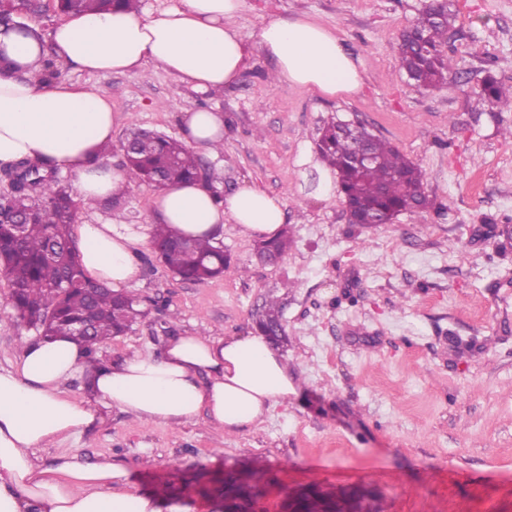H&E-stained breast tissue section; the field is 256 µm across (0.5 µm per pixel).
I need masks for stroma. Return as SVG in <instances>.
Returning <instances> with one entry per match:
<instances>
[{"mask_svg":"<svg viewBox=\"0 0 512 512\" xmlns=\"http://www.w3.org/2000/svg\"><path fill=\"white\" fill-rule=\"evenodd\" d=\"M425 0H242L235 19L254 38L261 19L305 15L336 30L366 72L355 97L327 98L274 78L254 50L237 83L218 94L160 65L90 73L58 64L59 80L111 96L124 119L108 161L142 127L180 138L186 111L219 108L224 143L197 152L221 195L249 180L285 203L293 244L261 261L258 235L225 221L230 266L193 282L140 247L131 330L100 346L109 363L160 355L174 336L254 331L266 299L283 307L279 345L298 393L258 426L145 423L119 409L93 427L36 448L46 467L65 456L123 463L144 493L172 475H263L258 512L317 488L359 512H512V112L478 102L486 75L512 85V0H448L449 87L422 89L400 67L398 38ZM360 121L418 164L433 204L391 223H349L335 171L316 147L329 121ZM158 188L134 183L118 206L80 207L77 224L155 223ZM0 276V370L16 367L27 337Z\"/></svg>","mask_w":512,"mask_h":512,"instance_id":"obj_1","label":"stroma"}]
</instances>
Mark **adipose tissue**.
<instances>
[{"label":"adipose tissue","mask_w":512,"mask_h":512,"mask_svg":"<svg viewBox=\"0 0 512 512\" xmlns=\"http://www.w3.org/2000/svg\"><path fill=\"white\" fill-rule=\"evenodd\" d=\"M241 6L242 0H181L156 17L141 10L86 14L56 25L50 42L60 61L88 72L125 73L155 62L206 90L236 83L258 48L273 59L279 81L327 96L361 92V63L336 32L304 17L272 18L260 22L250 41L233 24ZM44 44L0 27V53L16 63L13 74L0 77V164L46 160L70 172L85 202L124 193L125 172L101 157L120 113L92 89L39 82ZM181 131L193 147L214 152L224 140V114L183 113ZM155 208L159 223L213 240L228 219L264 238L284 220L281 198L249 182L221 199L196 182L171 184ZM147 239L145 228L131 224L82 225L85 275L115 290L138 284L136 251ZM85 371L94 398L80 403L63 386ZM295 393L276 349L254 333L179 336L160 356L133 354L93 371L75 340L23 339L16 368L0 371V512H187L181 502L139 493L120 462L72 456L44 467L31 451L91 427L103 408L164 425L202 414L234 431L263 422Z\"/></svg>","instance_id":"1"}]
</instances>
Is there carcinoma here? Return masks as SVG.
I'll use <instances>...</instances> for the list:
<instances>
[{"label":"carcinoma","mask_w":512,"mask_h":512,"mask_svg":"<svg viewBox=\"0 0 512 512\" xmlns=\"http://www.w3.org/2000/svg\"><path fill=\"white\" fill-rule=\"evenodd\" d=\"M139 0H57L60 15L98 14L116 6L137 8ZM38 12L36 0H0V18L26 23ZM453 15L442 2L426 4L399 39V60L405 74L423 87L448 84L445 58L448 30ZM482 103L501 112H512V87L503 86L494 76L483 79ZM150 137L149 146L123 153L122 167L132 182L166 186L184 180L196 182L201 164L181 142L144 129L132 131L128 139ZM365 140L374 163L358 167L351 162L354 142ZM321 158L336 169L339 191L347 209L358 223L371 217L392 219L403 211L424 209L429 204L423 173L388 141L361 124L357 136L341 132L340 123L323 126L317 142ZM56 168L39 159H22L0 168V175L11 179L10 191L0 196V273L10 285V305L17 326L36 325L40 335L74 336L76 322L88 317L91 328L77 337L86 347L89 362L96 365L97 349L115 336L128 331L140 315L138 296L114 293L101 284L88 281L78 260L73 225L77 210L69 187L53 176ZM180 236L168 224L155 226L152 245L157 257L173 274L184 280L204 282L228 268L229 257L219 242L192 240L186 250L177 244ZM291 243L287 231L260 242L258 254L282 258ZM264 336L283 329L282 307L278 300L265 301L256 320ZM224 489L234 493L247 509L264 493L252 480L224 481ZM303 509L332 512L336 503L322 496L306 497Z\"/></svg>","instance_id":"obj_1"}]
</instances>
